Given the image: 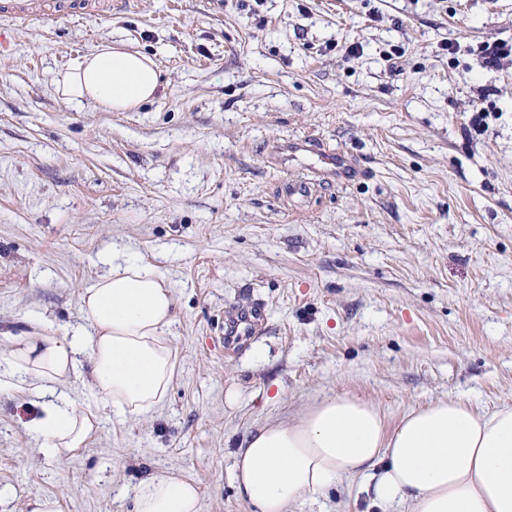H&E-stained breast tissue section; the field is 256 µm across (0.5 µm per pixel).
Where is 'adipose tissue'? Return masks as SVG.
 Listing matches in <instances>:
<instances>
[{"label": "adipose tissue", "instance_id": "adipose-tissue-1", "mask_svg": "<svg viewBox=\"0 0 512 512\" xmlns=\"http://www.w3.org/2000/svg\"><path fill=\"white\" fill-rule=\"evenodd\" d=\"M65 98L107 112H131L156 98L160 73L141 52L101 45L57 80ZM85 328L21 337L0 370V388L33 387L41 399L33 430L42 451L72 455L98 429L101 412L147 414L168 399L177 351L167 331L173 288L153 265L113 260L81 296ZM86 363L95 396L76 408L57 390ZM234 485L253 512H290L346 480L380 512H512V405L490 412L462 398L440 399L389 423L353 396L313 400L293 417L267 421L235 454ZM199 487L175 473L137 489L130 512H201Z\"/></svg>", "mask_w": 512, "mask_h": 512}]
</instances>
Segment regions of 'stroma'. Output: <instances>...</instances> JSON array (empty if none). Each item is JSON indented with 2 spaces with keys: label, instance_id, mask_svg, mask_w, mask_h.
<instances>
[{
  "label": "stroma",
  "instance_id": "obj_1",
  "mask_svg": "<svg viewBox=\"0 0 512 512\" xmlns=\"http://www.w3.org/2000/svg\"><path fill=\"white\" fill-rule=\"evenodd\" d=\"M6 28L0 369L14 337L84 326L80 296L114 255L169 279L178 366L162 406L104 411L66 460L42 452L34 396L0 390V512L39 496L129 512L170 472L202 512H252L238 441L312 399L393 420L446 398L512 404V54L483 53L512 45V0H121ZM104 43L157 62L154 101L106 112L59 94ZM325 145L350 178L323 173ZM255 307L261 332L225 351L226 313ZM295 512L377 510L345 483Z\"/></svg>",
  "mask_w": 512,
  "mask_h": 512
}]
</instances>
